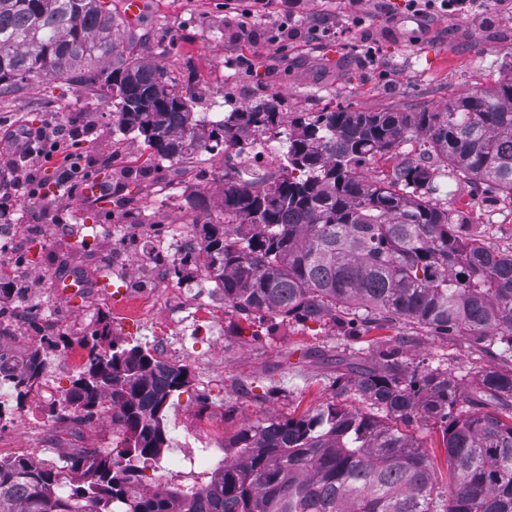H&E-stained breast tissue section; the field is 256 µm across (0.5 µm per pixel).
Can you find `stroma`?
Listing matches in <instances>:
<instances>
[{"instance_id":"obj_1","label":"stroma","mask_w":512,"mask_h":512,"mask_svg":"<svg viewBox=\"0 0 512 512\" xmlns=\"http://www.w3.org/2000/svg\"><path fill=\"white\" fill-rule=\"evenodd\" d=\"M143 2L141 14L114 39L165 65L203 132L212 127V113L224 116L260 98L292 116L340 105L363 112L436 109L512 75V0H489L481 20L451 11L426 22L407 15L402 0H363L359 27L345 0H270L253 18L249 40L240 37L225 0ZM284 11L295 19L288 41L277 49L264 34ZM313 21L324 29L316 38L307 32ZM51 119L94 124L95 140L79 148L88 177L71 200L53 193L37 203L17 200L14 215L24 229L0 253V262L23 258L36 286L29 298L19 299L17 310L0 314V348H23V332L50 320L69 333L75 319L109 324L114 341L151 348L179 308L177 295L223 308V334L199 338L181 359L191 381L167 413L172 445L195 432L220 448L245 423L297 418L329 404L368 412L357 396L338 390L336 377L353 364L378 367L383 353L393 350L413 369L448 367L465 386L484 371H512V360L498 347L470 336H440L404 323L342 327L330 319L272 328L226 306L212 283L160 275L156 245L162 232L191 226L200 215L197 200L217 206L224 176L238 174L241 157L202 151L189 161H150L143 137L119 131L111 100L97 88L34 82L0 96V128H34ZM94 186L106 189L104 199L87 200L85 191ZM438 197L460 235L476 234L491 249L512 251L511 198L464 180L449 183ZM81 224L97 228L92 248L62 231ZM92 266L112 274L77 297L56 292L60 276L82 275ZM140 295L154 299L151 321L123 307L124 299ZM48 412V405L30 403L16 412L9 430L0 433V457L20 456L25 447L37 459L64 455L61 445L46 440L56 427ZM408 432L428 448L438 482L447 484L439 426L416 421Z\"/></svg>"}]
</instances>
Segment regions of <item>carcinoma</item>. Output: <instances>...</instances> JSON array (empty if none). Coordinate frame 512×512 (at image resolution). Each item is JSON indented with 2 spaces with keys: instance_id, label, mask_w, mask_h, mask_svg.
I'll return each instance as SVG.
<instances>
[{
  "instance_id": "1",
  "label": "carcinoma",
  "mask_w": 512,
  "mask_h": 512,
  "mask_svg": "<svg viewBox=\"0 0 512 512\" xmlns=\"http://www.w3.org/2000/svg\"><path fill=\"white\" fill-rule=\"evenodd\" d=\"M115 26L106 0H0V94L29 82L97 84L119 130L144 136L161 160L221 145L241 152L279 135L285 115L268 100L200 135L163 66L117 46ZM412 139L428 145L425 158L367 176L373 157ZM282 170L248 183L224 174L220 215L199 205L173 273H202L245 316L343 324L360 314L376 328L406 321L512 353V251L458 235L435 197L443 177L512 198V77L438 110L302 113L290 122ZM79 344L87 357L65 401L77 421L110 410L123 440L59 464L0 460V512H512V423L486 410L488 399H512V372L481 373L464 399L450 371L417 372L393 352L336 380L382 418L332 404L247 423L208 479L145 488L143 469L169 443L165 417L190 383L188 367L112 341L106 325ZM61 347L67 340L55 333L21 361L0 360V389L11 390L0 422L24 408L43 382V354ZM414 419L443 433L444 487L427 450L400 428Z\"/></svg>"
}]
</instances>
